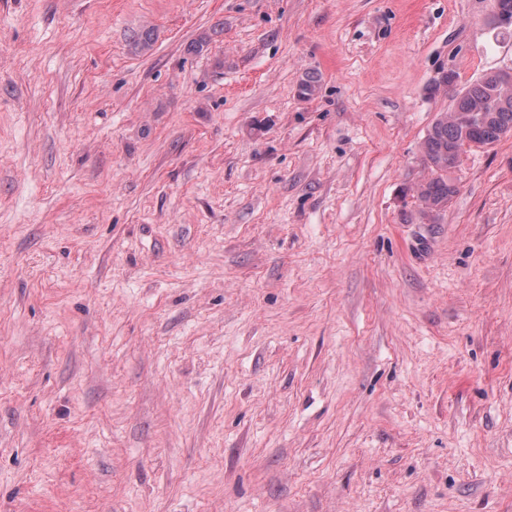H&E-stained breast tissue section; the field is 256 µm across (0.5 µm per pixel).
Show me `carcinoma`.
<instances>
[{
  "mask_svg": "<svg viewBox=\"0 0 512 512\" xmlns=\"http://www.w3.org/2000/svg\"><path fill=\"white\" fill-rule=\"evenodd\" d=\"M493 21L512 26V0H494ZM512 73L491 71L452 96L449 111L440 113L422 145L428 178L416 189L421 224H433L456 193L448 174L458 167L466 145H492L512 134Z\"/></svg>",
  "mask_w": 512,
  "mask_h": 512,
  "instance_id": "1",
  "label": "carcinoma"
}]
</instances>
